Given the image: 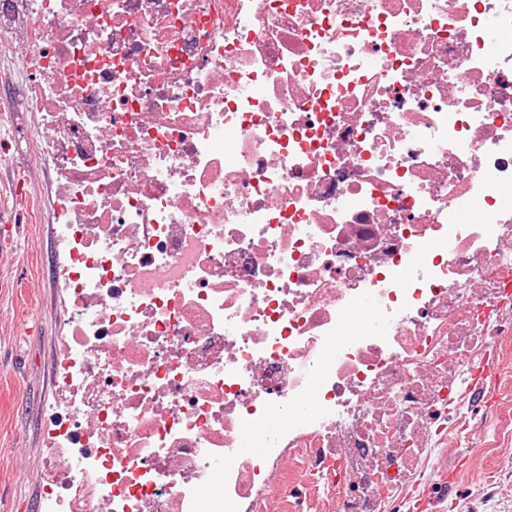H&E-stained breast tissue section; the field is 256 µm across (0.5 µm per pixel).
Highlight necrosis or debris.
<instances>
[{"label": "necrosis or debris", "instance_id": "1", "mask_svg": "<svg viewBox=\"0 0 512 512\" xmlns=\"http://www.w3.org/2000/svg\"><path fill=\"white\" fill-rule=\"evenodd\" d=\"M0 49L61 182L45 512H381L437 477L512 300V0H0Z\"/></svg>", "mask_w": 512, "mask_h": 512}]
</instances>
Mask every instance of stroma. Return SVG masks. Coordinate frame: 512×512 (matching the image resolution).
Listing matches in <instances>:
<instances>
[{
	"label": "stroma",
	"instance_id": "1",
	"mask_svg": "<svg viewBox=\"0 0 512 512\" xmlns=\"http://www.w3.org/2000/svg\"><path fill=\"white\" fill-rule=\"evenodd\" d=\"M32 78L20 58L0 50V214L8 222L0 230V512H30L43 502L34 475L47 452L66 333L55 166L38 148L40 116L26 96ZM18 182L27 195L21 207ZM488 369L496 374L493 393L470 391ZM463 382L453 399L464 414L462 433L435 451L436 466L454 473V484L423 479L383 512H415L423 497L432 499L433 512H512V335L496 337L489 359Z\"/></svg>",
	"mask_w": 512,
	"mask_h": 512
}]
</instances>
